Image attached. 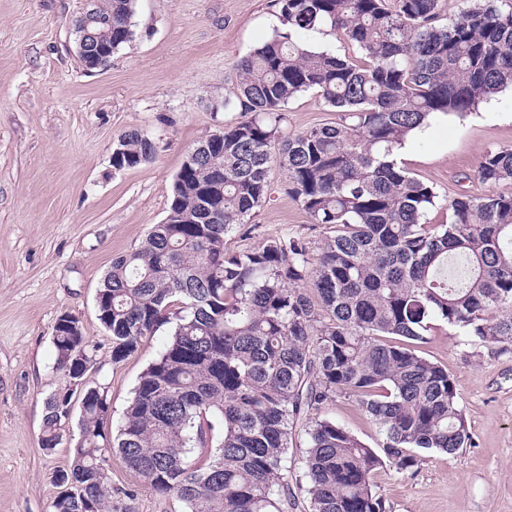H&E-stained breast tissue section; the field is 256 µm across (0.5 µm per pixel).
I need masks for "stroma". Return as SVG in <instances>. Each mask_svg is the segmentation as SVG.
Returning a JSON list of instances; mask_svg holds the SVG:
<instances>
[{
	"instance_id": "obj_1",
	"label": "stroma",
	"mask_w": 512,
	"mask_h": 512,
	"mask_svg": "<svg viewBox=\"0 0 512 512\" xmlns=\"http://www.w3.org/2000/svg\"><path fill=\"white\" fill-rule=\"evenodd\" d=\"M83 4L0 0V512H50L59 493L54 476L70 465L68 444L50 453L40 445L44 399L70 382L55 365L58 317L71 314L102 346L87 381L107 386L112 431L167 342L166 325L112 363L97 290L113 258L137 249L164 221L187 150L245 120L235 65L281 26L277 0H135L133 39L90 73L75 49ZM338 119L307 91L285 105L280 131ZM133 129L157 142V154L113 170L112 151ZM499 146H512V89L461 115H433L397 161L439 195L483 197L498 189L477 181L475 170ZM329 235L288 194L275 162L266 201L224 246L299 239L315 255ZM423 352L454 379L473 444L451 457L421 453L403 475L380 470L375 482L387 512H512V345L439 321ZM322 415L369 446L381 439L352 399L336 397ZM111 477L113 486L133 490L134 512H181L175 497L156 495L121 463Z\"/></svg>"
}]
</instances>
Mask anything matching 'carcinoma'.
Returning <instances> with one entry per match:
<instances>
[{"mask_svg": "<svg viewBox=\"0 0 512 512\" xmlns=\"http://www.w3.org/2000/svg\"><path fill=\"white\" fill-rule=\"evenodd\" d=\"M134 0H97L98 40L134 36ZM283 28L236 64L249 120L198 140L176 174L168 215L136 250L112 259L98 319L124 361L166 324L169 341L140 374L116 433L105 430L106 387L76 404L81 440L55 474L51 512H132L112 487V456L183 512H288L306 486L308 512H385L377 471L398 474L418 452L449 456L472 433L448 371L422 355L439 319L488 343L512 344V194L442 198L398 166L406 136L434 114H463L512 88V0H475L439 25L440 0H278ZM338 33L361 57L316 51L303 37ZM312 90L339 122L279 137L282 107ZM278 146L288 194L313 224L333 229L316 263L300 240L229 252L225 236L268 193ZM137 130L112 152L121 171L152 160ZM478 181H512V146L484 154ZM444 208L447 224L427 221ZM70 314L53 335L56 365L76 375ZM353 399L383 435L369 447L319 416ZM65 391L44 401L41 446L63 440ZM220 433H215V427ZM306 437L302 474L288 449ZM201 455L194 458L195 451Z\"/></svg>", "mask_w": 512, "mask_h": 512, "instance_id": "carcinoma-1", "label": "carcinoma"}]
</instances>
